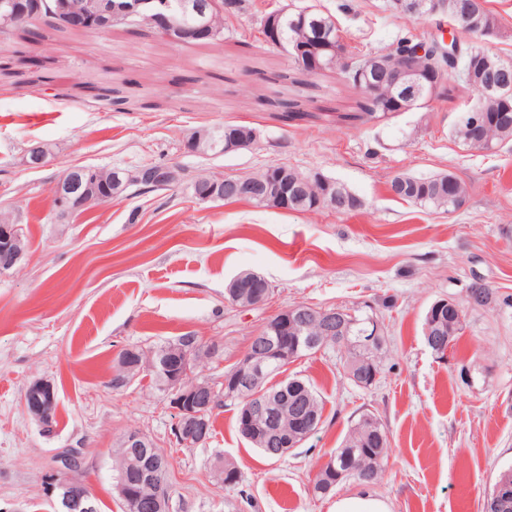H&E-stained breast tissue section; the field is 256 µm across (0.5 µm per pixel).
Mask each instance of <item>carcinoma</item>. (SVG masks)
<instances>
[{
  "instance_id": "carcinoma-1",
  "label": "carcinoma",
  "mask_w": 512,
  "mask_h": 512,
  "mask_svg": "<svg viewBox=\"0 0 512 512\" xmlns=\"http://www.w3.org/2000/svg\"><path fill=\"white\" fill-rule=\"evenodd\" d=\"M234 8L231 12L213 11L207 17L195 13L187 18L188 26L185 34L167 43L183 46H200L219 48L224 41V21L229 15L237 14L246 9L248 0H231ZM444 10L442 16L453 18L457 7H469L480 24L493 31L499 30V21L495 14L484 5V0H442ZM20 21L8 32L10 38L20 45H34L45 38L43 29L49 26L55 30H65L74 35L84 34L95 30L97 20L77 28L70 21L60 15L55 16L48 10L50 0H16ZM434 0H402V7L397 13L410 19L429 16ZM211 22L213 34L196 35L194 29L205 22ZM121 30L131 36H142L151 32L148 22L142 18L138 23L114 21L111 30ZM278 36L282 42L288 41L309 46H318L320 38L331 41V50L317 52L319 65L308 66L306 61L293 62V69L297 77L295 83H306V78L325 76L329 73L344 75L353 88H359V74L372 72L382 68H397L402 65L404 55L416 54L417 48L422 46L421 41L411 35L396 38L384 49L371 54L358 56L355 68L348 70L343 64V58L350 54L347 46L341 42L337 34L336 22L333 16L313 9H302L295 12H284L278 21ZM425 54L416 58L417 66L427 70L446 61L447 53L460 52L458 57L457 75L454 80L443 81L430 93L429 98L421 99L420 103H429L446 99L453 92L466 90L476 99L477 111L464 113L453 128V135L463 145L477 150H492L496 146L512 141V94L501 97L499 95H485L482 93L483 78L478 74L481 63L485 59L498 61L494 54L483 46L471 40V34L462 33L452 44L444 43L443 37H431L425 45ZM398 96V93L387 85L379 88L377 98L373 99L364 94L357 101V111L345 112L339 115L343 122H365L372 119H389L395 117L396 111L382 108L377 100H389ZM261 105L275 112L282 122L294 121L308 116L300 111L294 100L285 98H262ZM282 175V181L288 183V209L291 211L307 212L317 211L323 193V187L318 182L309 179L308 172L298 170L287 165H269L266 168L246 176L248 180H258L268 171ZM101 179L106 181L107 189L104 196L123 193L127 185L118 184L115 178L125 179L118 169L98 168ZM393 195L415 205L431 208L452 214L465 203L467 191L465 186L451 172L438 173L430 176H415L400 173L392 177L389 182ZM493 297L495 306L512 309V295H503L498 289L486 283L474 289ZM468 307L459 304V308L452 311L448 306L439 308L429 307L432 320H424V336L429 348H443L448 343H455L463 333ZM263 331L272 339L280 350V355L266 360L262 366L263 380L256 385H242L237 388H224L223 397L215 405L205 410L208 422V438H214L215 410L224 407L230 402L236 406V426L240 435L250 441L264 437L269 428L268 418L252 412V406L257 401L256 394L263 392V398L274 404L276 413H292L298 411L308 418L313 429H318L322 422L323 406L316 390L305 380L296 375L288 374V365L305 357H311L320 350H336L339 353V365L344 377L355 386L370 389L374 384L369 381L370 363L384 368V347L386 336L379 340H370L374 331L370 316L366 314L354 316V322L348 327L349 339L345 343L336 342L334 336L321 337V346H309L306 337L319 335V328L315 324L302 333L293 330L279 329L274 320H269V326ZM206 344L199 337L186 334L172 342L160 345L149 352L139 348L133 349V358L128 367L117 365L112 377V386L122 387L131 379L142 373L153 375L149 368V360L167 357L179 364L183 354L191 353V360L187 365L188 371L204 359H211L213 355L205 350ZM389 439L384 425L372 413L362 414L351 426L342 446L332 452L329 460L317 473L312 492L316 497H325L336 486L348 477H354L363 484H372L380 481L386 471L389 458ZM150 468V460L141 456L131 448L119 447L112 466L113 485H123L128 496L122 498L124 512H149L147 504L152 497V488L141 481L142 473ZM216 479L225 487L233 488L242 482V473L238 466L224 458H219L214 466ZM504 484L512 487V467L504 470L492 485L485 497L483 512H512V494L504 497L498 491V486Z\"/></svg>"
}]
</instances>
